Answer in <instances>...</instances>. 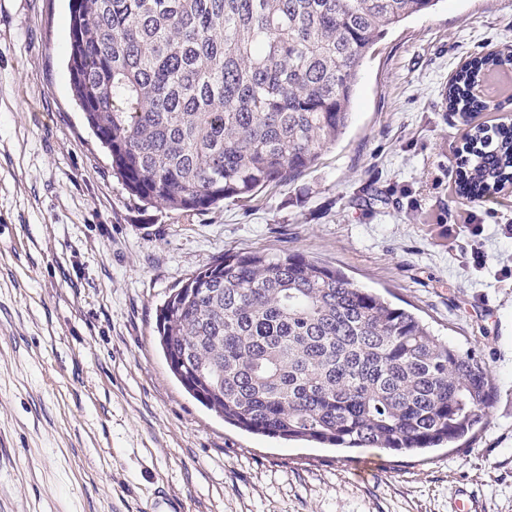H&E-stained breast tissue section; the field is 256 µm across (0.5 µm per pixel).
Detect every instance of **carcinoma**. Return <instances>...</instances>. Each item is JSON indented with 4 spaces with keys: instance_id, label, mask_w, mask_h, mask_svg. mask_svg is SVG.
I'll use <instances>...</instances> for the list:
<instances>
[{
    "instance_id": "1",
    "label": "carcinoma",
    "mask_w": 512,
    "mask_h": 512,
    "mask_svg": "<svg viewBox=\"0 0 512 512\" xmlns=\"http://www.w3.org/2000/svg\"><path fill=\"white\" fill-rule=\"evenodd\" d=\"M439 0H71L69 75L113 173L201 212L294 182L348 127L376 43ZM509 59L464 65L445 100ZM458 190L512 183V125L477 126ZM157 341L185 391L250 433L404 454L467 446L492 373L408 310L300 252L224 255L172 289Z\"/></svg>"
}]
</instances>
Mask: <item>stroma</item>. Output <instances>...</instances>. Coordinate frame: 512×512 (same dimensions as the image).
Masks as SVG:
<instances>
[{
	"label": "stroma",
	"mask_w": 512,
	"mask_h": 512,
	"mask_svg": "<svg viewBox=\"0 0 512 512\" xmlns=\"http://www.w3.org/2000/svg\"><path fill=\"white\" fill-rule=\"evenodd\" d=\"M68 0H0V512H512V190L457 193L473 126L442 91L512 45V0H439L362 67L352 122L295 182L199 213L144 205L75 104ZM299 251L471 351L496 385L462 450L393 455L255 435L170 372L169 290L216 258ZM467 218L464 224H469L468 229L473 238V245L471 248V259L473 265L482 267L485 263V256L482 250V233H483V224H474L475 218L477 217L475 211H471L470 209L466 210Z\"/></svg>",
	"instance_id": "stroma-1"
}]
</instances>
